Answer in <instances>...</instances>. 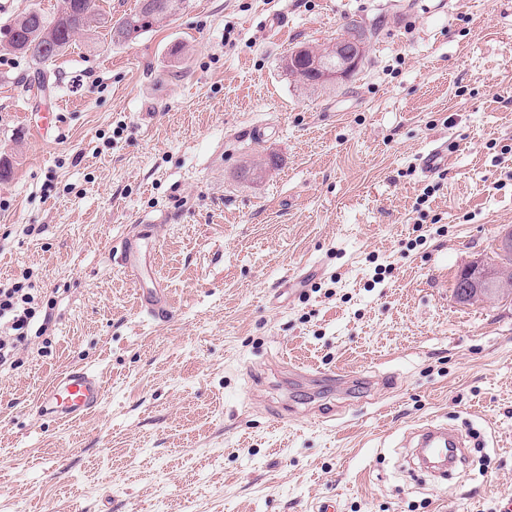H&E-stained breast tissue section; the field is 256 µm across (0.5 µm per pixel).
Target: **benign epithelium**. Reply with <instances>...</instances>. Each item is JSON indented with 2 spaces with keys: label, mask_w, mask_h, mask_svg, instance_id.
I'll list each match as a JSON object with an SVG mask.
<instances>
[{
  "label": "benign epithelium",
  "mask_w": 512,
  "mask_h": 512,
  "mask_svg": "<svg viewBox=\"0 0 512 512\" xmlns=\"http://www.w3.org/2000/svg\"><path fill=\"white\" fill-rule=\"evenodd\" d=\"M364 45L360 37L349 32L321 50L300 47L288 55V68L303 63L314 76L313 84L323 86L339 84L349 80L359 69ZM490 274L482 264L474 262L468 266L459 283V293L468 300H484L490 293L486 281Z\"/></svg>",
  "instance_id": "benign-epithelium-1"
}]
</instances>
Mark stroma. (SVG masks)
I'll list each match as a JSON object with an SVG mask.
<instances>
[{
  "label": "stroma",
  "instance_id": "35a3bbf8",
  "mask_svg": "<svg viewBox=\"0 0 512 512\" xmlns=\"http://www.w3.org/2000/svg\"><path fill=\"white\" fill-rule=\"evenodd\" d=\"M352 22L351 79L288 74ZM1 166L0 281L33 272L55 307L0 373V512L512 499V300L454 290L512 226V0H186L129 44L93 26L41 75L0 47ZM159 285L164 320L139 305ZM74 366L100 408L37 416ZM430 420L469 457L445 479L410 437ZM446 158H448V146L440 144L421 154L419 166L424 174L430 175L443 167Z\"/></svg>",
  "mask_w": 512,
  "mask_h": 512
}]
</instances>
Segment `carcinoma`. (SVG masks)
<instances>
[{
	"label": "carcinoma",
	"instance_id": "carcinoma-1",
	"mask_svg": "<svg viewBox=\"0 0 512 512\" xmlns=\"http://www.w3.org/2000/svg\"><path fill=\"white\" fill-rule=\"evenodd\" d=\"M98 0H65V7L49 19L40 12L35 17L25 14L5 31V47L40 68L56 59L71 45L74 37L90 29L100 14ZM152 12L140 5L124 14L111 26L112 35L123 34L128 43L150 30L163 18L173 17L185 9L186 0H155Z\"/></svg>",
	"mask_w": 512,
	"mask_h": 512
}]
</instances>
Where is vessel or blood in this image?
I'll return each mask as SVG.
<instances>
[{
  "label": "vessel or blood",
  "instance_id": "vessel-or-blood-1",
  "mask_svg": "<svg viewBox=\"0 0 512 512\" xmlns=\"http://www.w3.org/2000/svg\"><path fill=\"white\" fill-rule=\"evenodd\" d=\"M448 156L446 145L440 144L421 154L419 166L430 175L443 167ZM141 304L148 315L162 319L170 310L163 288L143 293ZM104 385L93 371L76 366L61 373L40 395L37 404L42 411L55 414L58 420L75 421L97 410L103 399ZM418 447L447 448L450 459H457L458 445L446 428L424 425L418 432Z\"/></svg>",
  "mask_w": 512,
  "mask_h": 512
}]
</instances>
